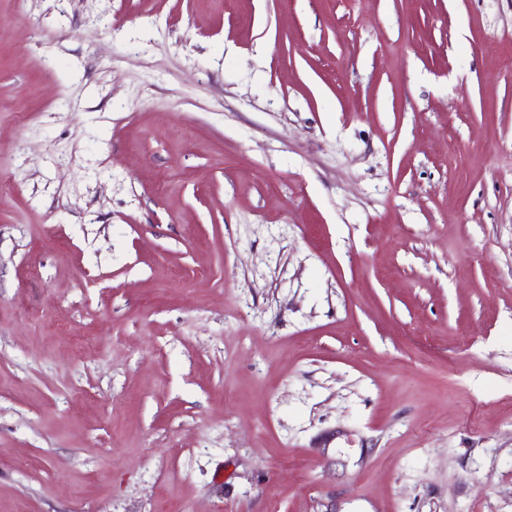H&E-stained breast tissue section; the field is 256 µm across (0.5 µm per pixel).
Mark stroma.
I'll use <instances>...</instances> for the list:
<instances>
[{
  "mask_svg": "<svg viewBox=\"0 0 512 512\" xmlns=\"http://www.w3.org/2000/svg\"><path fill=\"white\" fill-rule=\"evenodd\" d=\"M512 512V0H0V512Z\"/></svg>",
  "mask_w": 512,
  "mask_h": 512,
  "instance_id": "1",
  "label": "stroma"
}]
</instances>
